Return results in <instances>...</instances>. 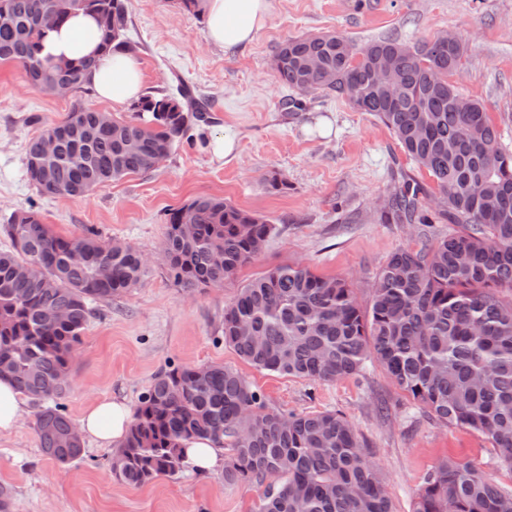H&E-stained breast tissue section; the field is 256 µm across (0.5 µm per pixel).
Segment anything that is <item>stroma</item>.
Segmentation results:
<instances>
[{
	"instance_id": "35a3bbf8",
	"label": "stroma",
	"mask_w": 512,
	"mask_h": 512,
	"mask_svg": "<svg viewBox=\"0 0 512 512\" xmlns=\"http://www.w3.org/2000/svg\"><path fill=\"white\" fill-rule=\"evenodd\" d=\"M445 32L467 46L456 85L484 104L501 146L512 151V0H274L266 27L233 54L207 43L201 17L182 0H128L126 38L136 48L145 94L159 97L187 84L196 98L211 102L212 120L193 126L153 173L74 198L41 194L29 182L28 142L73 105L125 120L133 115L130 106L97 101L82 88L65 98L46 96L15 65L0 63V225L32 209L59 234L92 226L103 240L129 244L148 261L142 284L100 307L77 348L63 398L71 421L104 398L136 407L160 372L220 364L237 370L280 411L342 414L384 477L394 512H411L419 488L446 457L512 489V471L495 465L496 450L485 437L437 424L378 364L312 383L255 368L222 335L225 306L276 265L299 262L318 275L346 278L365 304L392 252L419 250L455 230L386 219L380 201L399 175L426 184L428 174L400 158L377 118L335 92L317 91L304 111H285L297 92L272 68L279 45L328 33L358 47L383 38L413 44ZM33 114L41 124L30 122ZM219 138L234 143L227 157L213 153ZM275 174L287 179L286 192L269 189ZM203 194L264 216L276 231L224 287L189 292L169 279L161 260L166 214ZM35 413L26 405L18 427L0 433V485L11 490L12 512H254L265 490L253 480L228 483L223 472L190 466L133 486L111 471V449L90 445L80 459L59 465L39 447Z\"/></svg>"
}]
</instances>
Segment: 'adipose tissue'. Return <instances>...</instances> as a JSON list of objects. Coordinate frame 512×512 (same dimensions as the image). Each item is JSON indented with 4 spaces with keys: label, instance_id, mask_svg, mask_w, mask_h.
Masks as SVG:
<instances>
[{
    "label": "adipose tissue",
    "instance_id": "adipose-tissue-1",
    "mask_svg": "<svg viewBox=\"0 0 512 512\" xmlns=\"http://www.w3.org/2000/svg\"><path fill=\"white\" fill-rule=\"evenodd\" d=\"M208 43L233 53L250 45L269 21L273 0H199ZM99 27L94 16L71 11L58 28L42 38V55L52 61L92 57L96 66L83 82L102 100L116 105L133 104L143 95V74L135 54L99 49ZM130 427V410L117 399L99 401L80 420L84 438L102 446L119 447Z\"/></svg>",
    "mask_w": 512,
    "mask_h": 512
}]
</instances>
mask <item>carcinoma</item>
Returning a JSON list of instances; mask_svg holds the SVG:
<instances>
[{
  "mask_svg": "<svg viewBox=\"0 0 512 512\" xmlns=\"http://www.w3.org/2000/svg\"><path fill=\"white\" fill-rule=\"evenodd\" d=\"M56 24L81 9L95 15L105 50L135 51L126 39L127 0H0V62L20 67L29 86L76 79L93 64H55L41 57L43 10ZM467 52L441 38L413 45L379 39L357 50L335 34L286 39L274 57L280 82L306 95L332 90L376 117L405 156L428 172L432 191L410 178L389 196L399 224H429V215L458 231L418 251L400 248L375 276L361 305L347 280L301 264L277 265L241 287L224 308V344L252 366L311 382H332L380 365L389 378L445 427L481 434L496 465L512 471V154L498 146L486 108L450 81ZM393 59L397 79L381 90L374 67ZM321 67L310 69L307 60ZM129 121L98 122L83 105L48 124L26 148L29 180L55 197L86 195L160 166L192 122L208 121V101L183 86L178 96H145ZM96 127L90 140L67 131ZM58 134L56 151L39 155ZM47 169L44 179L39 170ZM190 222L183 235L178 225ZM0 251V379L37 407L41 451L69 464L73 427L59 403L91 304L109 305L143 282L147 261L130 245L98 231L60 236L33 211L11 217ZM275 227L216 196H198L167 214L162 260L186 289L222 288L263 251ZM84 258L70 259L72 247ZM54 405L47 406L45 402ZM210 437L234 451L224 481L274 478L254 512H394L386 482L345 417L334 411L284 413L266 405L236 370L224 365L158 373L139 399L112 472L142 485L187 467L180 442ZM412 512H512V489L499 487L468 462L442 459L425 479Z\"/></svg>",
  "mask_w": 512,
  "mask_h": 512,
  "instance_id": "1",
  "label": "carcinoma"
}]
</instances>
